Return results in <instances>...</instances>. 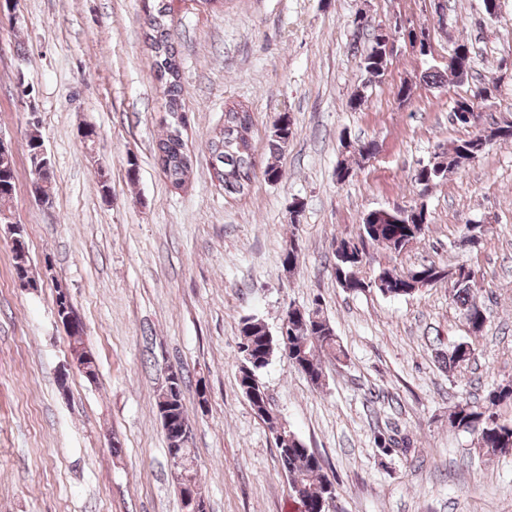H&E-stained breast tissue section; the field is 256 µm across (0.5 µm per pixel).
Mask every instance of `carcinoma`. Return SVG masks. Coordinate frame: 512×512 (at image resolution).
Masks as SVG:
<instances>
[{
    "mask_svg": "<svg viewBox=\"0 0 512 512\" xmlns=\"http://www.w3.org/2000/svg\"><path fill=\"white\" fill-rule=\"evenodd\" d=\"M170 13L168 0H152L147 24L150 29L148 40L154 57V66L159 81L163 83L167 98L168 111L172 121L164 138L157 143L159 165L169 180L171 187L179 189L185 184V178L191 168V156L187 153L182 137L184 126L181 112L182 87L180 79L169 76L168 71L176 62V53L165 24V17ZM388 58L375 41L361 55L360 69L373 78H380L387 69ZM453 76L459 84L468 80L469 73L458 69L454 59H448L445 71L427 69L421 80L427 84L441 87L448 82L447 76ZM500 78L491 75L487 80L468 89L458 96L454 106L462 108L467 103L484 96L488 91L497 92ZM253 125V115L243 107H230L224 112V126L206 144L211 158L213 177L224 186L228 194H242L256 176L255 157L251 141L247 138ZM293 136V121L286 118L274 122L271 132V150L279 152L288 145ZM482 138L480 130L453 139L448 148L433 160L420 164L414 171L413 180L418 185L428 188L448 178V174L461 169L460 158L471 144ZM14 160L4 159L0 155V214L9 210L8 203L15 191ZM428 224L427 212L417 213L402 208L395 210L376 209L369 211L363 218L355 235L334 241L331 257L336 282L350 293L363 292L374 288L387 297H402L413 294L416 284L423 282V276L439 269L435 264L423 265L408 271L398 272L382 268L378 274L365 280L358 276V270L370 250L382 249L399 255L407 250V244L416 242ZM459 275L454 277L453 302L464 318L468 331L478 336L482 333L486 321V311L476 301L480 290L477 282L470 275L458 268ZM290 331L288 342L269 334L266 324L253 316H244L239 322L240 342L265 348L269 355L288 352V359L313 385L318 384L324 376L325 360H341L345 356L335 335L334 329L325 315L321 304L306 311L298 319H289ZM475 359V348L468 341H462L439 354V361L444 368L454 371L463 368ZM177 392L172 400L164 403L166 414L183 421L189 418L184 404L183 388L186 376L178 371ZM512 402V381L501 383L487 390L481 400H462L448 415L450 427L469 433L476 439L477 452L482 456H497L512 451V424L493 420L494 409ZM161 402H156L157 409H162ZM278 460L286 475L291 496L298 500L304 512H326L328 505L325 484L329 477L324 470L321 457L307 447L299 435L290 430L288 439L276 444Z\"/></svg>",
    "mask_w": 512,
    "mask_h": 512,
    "instance_id": "cac0c4a2",
    "label": "carcinoma"
}]
</instances>
